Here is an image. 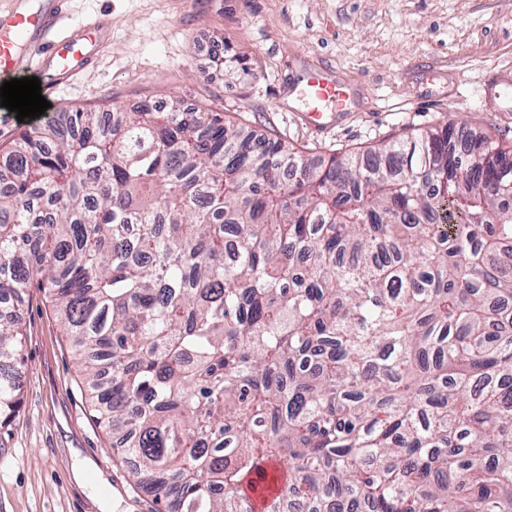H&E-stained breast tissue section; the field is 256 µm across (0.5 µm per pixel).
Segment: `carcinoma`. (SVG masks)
<instances>
[{
  "instance_id": "obj_1",
  "label": "carcinoma",
  "mask_w": 512,
  "mask_h": 512,
  "mask_svg": "<svg viewBox=\"0 0 512 512\" xmlns=\"http://www.w3.org/2000/svg\"><path fill=\"white\" fill-rule=\"evenodd\" d=\"M37 287L154 512H512V149L314 161L176 95L0 149V428ZM253 484L255 488L247 487L245 489L249 510L251 512H267L273 498L277 495L275 485L268 480L257 479Z\"/></svg>"
}]
</instances>
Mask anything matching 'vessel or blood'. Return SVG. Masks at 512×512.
<instances>
[{"mask_svg": "<svg viewBox=\"0 0 512 512\" xmlns=\"http://www.w3.org/2000/svg\"><path fill=\"white\" fill-rule=\"evenodd\" d=\"M69 0H12L0 10V83L32 69L42 70V96H52L56 86L88 70L99 52V30L83 29L60 37L56 28L66 17ZM306 108L303 122L321 131L331 127L335 115L347 111L352 89L344 81L317 70L304 84ZM276 495L274 484L255 481L247 488L250 512H268Z\"/></svg>", "mask_w": 512, "mask_h": 512, "instance_id": "vessel-or-blood-1", "label": "vessel or blood"}]
</instances>
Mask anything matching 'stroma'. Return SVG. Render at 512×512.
I'll return each instance as SVG.
<instances>
[{
	"label": "stroma",
	"mask_w": 512,
	"mask_h": 512,
	"mask_svg": "<svg viewBox=\"0 0 512 512\" xmlns=\"http://www.w3.org/2000/svg\"><path fill=\"white\" fill-rule=\"evenodd\" d=\"M106 22L97 66L45 118L160 95L216 104L249 133L322 158L454 123L512 144V0H72L70 26ZM248 69L224 76L217 40ZM326 68L354 99L334 127L300 124L291 79ZM16 309L22 407L0 429V512H151L82 393L77 354L44 292Z\"/></svg>",
	"instance_id": "35a3bbf8"
}]
</instances>
